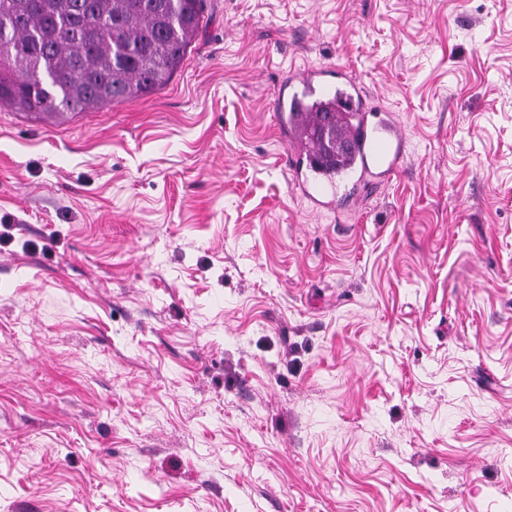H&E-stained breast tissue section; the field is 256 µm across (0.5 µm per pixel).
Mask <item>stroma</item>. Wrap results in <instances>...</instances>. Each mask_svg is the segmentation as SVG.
<instances>
[{"label":"stroma","instance_id":"35a3bbf8","mask_svg":"<svg viewBox=\"0 0 512 512\" xmlns=\"http://www.w3.org/2000/svg\"><path fill=\"white\" fill-rule=\"evenodd\" d=\"M294 66L404 169L307 200ZM0 512H512V0H206L163 90L0 105ZM331 67H294L288 70L286 86L301 87V93H293L285 100L276 101L280 116L281 131L288 137V129L300 122H318L316 111H309L316 102H336V124L329 121L333 139L339 144V130L342 127L341 142L353 158L351 167L340 170V174L358 175L369 185H377L389 179L403 166L406 159V141L401 122L397 115L382 106L375 105L365 94L362 86L352 76ZM344 83L338 84V79ZM314 108L328 110L325 105L315 104ZM284 112H301L289 114ZM338 112H358L349 120L350 126H342Z\"/></svg>","mask_w":512,"mask_h":512}]
</instances>
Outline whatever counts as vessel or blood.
Here are the masks:
<instances>
[{
  "label": "vessel or blood",
  "instance_id": "vessel-or-blood-1",
  "mask_svg": "<svg viewBox=\"0 0 512 512\" xmlns=\"http://www.w3.org/2000/svg\"><path fill=\"white\" fill-rule=\"evenodd\" d=\"M333 76L330 67L289 69L286 85L293 93L276 102L281 127L286 130L300 122H317L312 104L335 103L337 111L351 115L341 136L353 159L351 174L370 185L384 182L402 168L406 159L401 122L393 111L373 104L355 78L345 76L338 84ZM300 189L321 207L333 206L339 193L337 182L318 176L303 182Z\"/></svg>",
  "mask_w": 512,
  "mask_h": 512
}]
</instances>
